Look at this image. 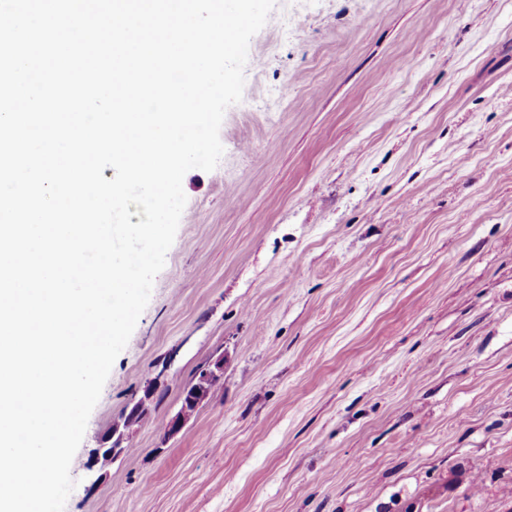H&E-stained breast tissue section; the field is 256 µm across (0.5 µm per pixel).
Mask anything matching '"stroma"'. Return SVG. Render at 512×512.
Listing matches in <instances>:
<instances>
[{
  "instance_id": "obj_1",
  "label": "stroma",
  "mask_w": 512,
  "mask_h": 512,
  "mask_svg": "<svg viewBox=\"0 0 512 512\" xmlns=\"http://www.w3.org/2000/svg\"><path fill=\"white\" fill-rule=\"evenodd\" d=\"M250 45L65 512H512V0H276ZM223 372L224 360L219 358L199 377L187 401L181 404L178 413L166 423L165 427L168 433L174 434L178 432L187 419L195 412L196 408L207 398L209 395V383L212 379L217 378L210 383V393L217 390L223 384L222 379H220ZM137 403L140 406V415L137 419L132 421L127 416V413H122L119 417V421L112 424V427L127 428V442L125 444V448H127L126 451H129L133 447L132 435L134 425L138 422L140 417L149 407V401L147 400L145 401L139 399ZM116 433L117 431H112V448H107L103 454L102 451L105 448L94 449L88 464V469L90 471L101 470L105 468L117 454L123 453L125 451V448H122L125 439V432H119L118 437H116Z\"/></svg>"
}]
</instances>
